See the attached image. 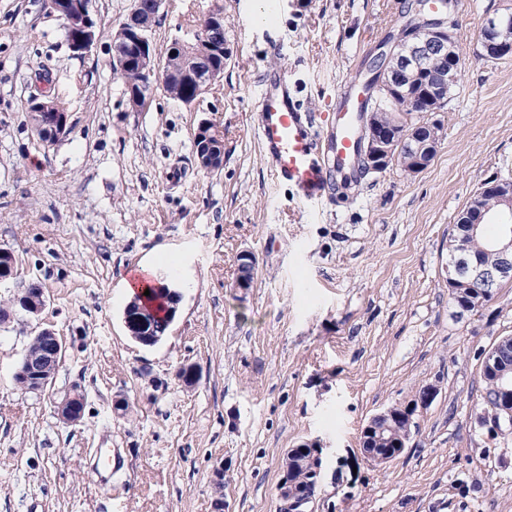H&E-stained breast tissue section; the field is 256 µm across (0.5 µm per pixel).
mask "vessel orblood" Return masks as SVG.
I'll use <instances>...</instances> for the list:
<instances>
[{
  "instance_id": "vessel-or-blood-1",
  "label": "vessel or blood",
  "mask_w": 512,
  "mask_h": 512,
  "mask_svg": "<svg viewBox=\"0 0 512 512\" xmlns=\"http://www.w3.org/2000/svg\"><path fill=\"white\" fill-rule=\"evenodd\" d=\"M355 76H348L336 104V121L317 125L302 112L287 75L274 73L259 91L257 133L273 177L288 183L303 201L321 197L332 178H351L360 131ZM90 472L99 484L112 483V451L99 448L90 457Z\"/></svg>"
}]
</instances>
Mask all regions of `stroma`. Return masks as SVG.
<instances>
[{
    "instance_id": "stroma-1",
    "label": "stroma",
    "mask_w": 512,
    "mask_h": 512,
    "mask_svg": "<svg viewBox=\"0 0 512 512\" xmlns=\"http://www.w3.org/2000/svg\"><path fill=\"white\" fill-rule=\"evenodd\" d=\"M218 4L230 49L219 85L186 105L157 84L135 110L112 66L132 0H95L101 36L83 55L46 0H0V249L17 259L0 303L32 282L47 297L40 315L19 309L0 326V512H214L219 497L224 512H280L286 454L304 443L322 451L311 512H512V445L472 416L477 354L512 336V284L462 315L443 277L451 224L512 162V57L486 60L477 45L512 0H464L455 14L458 86L431 164L330 184L313 204L269 171L259 81L287 71L302 111H330L348 72L370 77L405 0H163L157 54ZM43 90L68 114L52 144L27 110ZM205 121L224 133L215 172L194 151ZM142 260L181 298L153 346L124 324V278ZM44 328L66 352L52 390L32 393L14 372ZM428 384L439 394L405 451L364 459L370 419ZM70 391L84 400L74 424L53 406ZM97 448L121 460L108 488L88 469Z\"/></svg>"
}]
</instances>
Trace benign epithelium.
I'll return each mask as SVG.
<instances>
[{
  "mask_svg": "<svg viewBox=\"0 0 512 512\" xmlns=\"http://www.w3.org/2000/svg\"><path fill=\"white\" fill-rule=\"evenodd\" d=\"M428 0H417L414 11L419 22L410 24L405 33L394 42L389 52L383 54V62L376 80L383 88L396 91L401 84L398 72L421 71L433 58L447 62V66L435 72V79L429 89V100L440 105L448 99V90L458 82L460 57L455 42L454 25L448 19L454 3L453 0H433L435 8L427 9ZM162 0H150L144 5L137 2L128 18L119 28L124 49L116 51L113 65L117 70L138 66L139 71L148 80H157L165 88L190 84L194 86V95L190 98L180 97L178 101L191 105L205 93L224 74L206 64L212 54H228L224 42V10L221 7L212 9L200 23L199 30L187 38H178L171 42L167 52L181 54L185 57V67L174 72L167 67V61L157 58L152 41L153 22L160 10ZM49 6L66 22L67 28L75 33L70 41L73 51L86 54L96 45L100 26L93 10V0H49ZM512 13H496L485 18L479 45L482 54L489 59H502L512 56ZM28 112L36 117V132L45 142H51L66 134L68 118L66 112L58 105L48 104L45 99L34 95L28 101ZM433 122H421L395 140L389 128L378 122L368 124L364 144L366 158L370 161L369 170H384L395 158L396 143L406 146L412 163L411 173L424 170L436 155L439 143L425 141L419 129L432 126ZM195 155L200 167L207 170H218L224 165L223 134L209 123L199 125L195 134ZM486 187L495 191L500 212L489 214L477 211L478 203L460 215L459 223L465 225L466 233L472 237L484 235L488 224H500L499 234L489 239V244L497 253L498 263L492 270L471 261L466 255L450 253L448 263L444 267L446 280L452 288L461 286L471 291L469 302L461 303L459 312H470V307L483 310L489 307L497 297V292L490 288L503 281H512V226L507 220L512 216V183L495 173L487 179ZM255 261L251 254L244 253L239 258V275L236 287L246 290L252 284V272ZM16 275V259L12 252H0V282L9 280ZM46 296L43 289L32 283L21 295L16 297L15 304L25 311L38 315L46 307ZM126 328L129 335L141 343H149L153 336L149 325L140 313L126 317ZM37 350L19 362L14 377L24 382L26 389L43 392L53 384L55 373L65 355V345L49 329H41L34 336ZM484 365L495 374L501 384L502 392L512 396V369L500 365L498 349L493 346L483 356ZM438 394L433 384H428L406 405V417L413 421L418 413L432 404ZM83 399L78 393L68 394L55 403L59 418L66 423H77L82 418ZM364 457L376 464H389L399 452L390 448L377 447V440H372L369 447L363 449ZM279 498L285 512H304L307 508L304 497L296 494L293 484L282 479L279 484Z\"/></svg>",
  "mask_w": 512,
  "mask_h": 512,
  "instance_id": "benign-epithelium-1",
  "label": "benign epithelium"
}]
</instances>
